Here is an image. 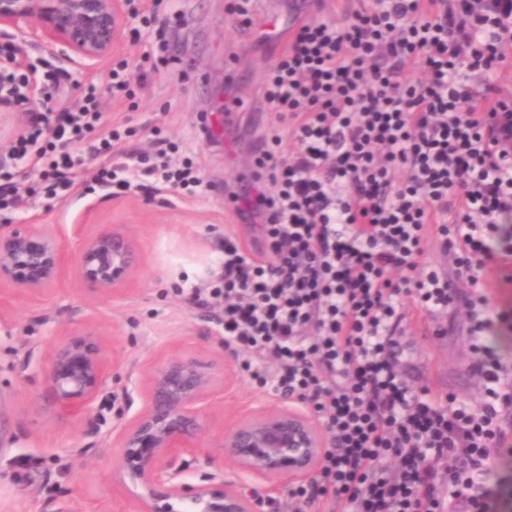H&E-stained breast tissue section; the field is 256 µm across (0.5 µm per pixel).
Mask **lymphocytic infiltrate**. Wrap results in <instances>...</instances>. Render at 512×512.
I'll return each instance as SVG.
<instances>
[{"instance_id": "lymphocytic-infiltrate-1", "label": "lymphocytic infiltrate", "mask_w": 512, "mask_h": 512, "mask_svg": "<svg viewBox=\"0 0 512 512\" xmlns=\"http://www.w3.org/2000/svg\"><path fill=\"white\" fill-rule=\"evenodd\" d=\"M512 49V13L492 0H361L344 19L303 22L270 68L263 95L277 122L255 165L262 182L225 237V347L259 386L307 408L328 439L319 468L292 495L308 512H500L496 458L512 453V363L491 339L512 325L486 293L512 251V153L492 83ZM487 87L476 95L471 75ZM95 93L61 116L40 113L12 148L36 156L51 195L84 179V154L120 140ZM142 179L201 192L167 151L141 159ZM439 242L451 272L423 256ZM469 342L478 409L403 372L410 307L438 336L448 311Z\"/></svg>"}]
</instances>
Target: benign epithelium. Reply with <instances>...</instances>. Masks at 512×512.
Here are the masks:
<instances>
[{"label":"benign epithelium","instance_id":"benign-epithelium-1","mask_svg":"<svg viewBox=\"0 0 512 512\" xmlns=\"http://www.w3.org/2000/svg\"><path fill=\"white\" fill-rule=\"evenodd\" d=\"M122 24V0H0V26L14 29L15 53L6 60L31 73L29 45L39 43L94 65L112 54ZM137 261L134 240L111 227L81 236L73 265L82 281L110 295L130 280ZM66 263L61 239L46 225L0 230V284L13 287L14 294L33 295L55 284ZM108 366L107 348L86 329L64 336L50 357L46 383L52 400L63 412L80 416L90 433L91 403L106 382ZM144 378L142 407L118 427L121 455L115 473L138 512H258L260 500L250 482L303 479L328 447L317 419L285 396L224 432L223 455L234 464L235 478H224V469L211 467L207 459L192 483L183 455L195 454L213 365L177 355Z\"/></svg>","mask_w":512,"mask_h":512}]
</instances>
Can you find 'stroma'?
Here are the masks:
<instances>
[{
    "label": "stroma",
    "instance_id": "stroma-1",
    "mask_svg": "<svg viewBox=\"0 0 512 512\" xmlns=\"http://www.w3.org/2000/svg\"><path fill=\"white\" fill-rule=\"evenodd\" d=\"M231 0H134L124 7L121 37L111 56L88 68L72 58L29 48L38 77L58 109L78 102L89 87L100 96L103 120L134 129L118 142L112 163L130 151L175 148L177 160L192 161L205 188L195 195L176 191H128L114 186L86 190L77 185L66 198H48L35 162L23 166L27 190L21 205L0 210V224H47L67 251L79 233L119 226L134 239L138 266L126 287L104 296L74 272L35 296L0 303V512H135L112 477L119 450L116 427L142 406L145 368L186 354L223 364L204 416L197 455L234 476L220 445L224 430L260 404L281 397L251 383L237 357L224 352V334L207 310L184 301L181 289L214 287L224 239L251 244L253 225L225 206V192L243 191L240 174L251 167L255 145L274 113L258 115L261 87L283 50L261 44L264 13L255 12L242 33L229 12ZM154 14L145 25L139 11ZM128 65L139 84L131 92L110 91L111 71ZM246 100L213 143L208 129L226 95ZM77 326L90 328L112 353L111 373L92 409L98 427L87 433L81 419L62 416L45 383L52 349ZM431 321L413 314L404 339L408 374L433 392L474 400L467 371V339L453 332L436 336Z\"/></svg>",
    "mask_w": 512,
    "mask_h": 512
}]
</instances>
